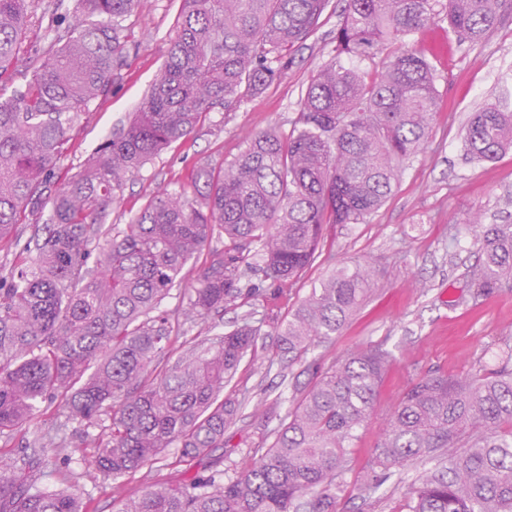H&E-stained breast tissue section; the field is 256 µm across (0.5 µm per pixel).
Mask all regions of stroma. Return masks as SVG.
Masks as SVG:
<instances>
[{
  "instance_id": "35a3bbf8",
  "label": "stroma",
  "mask_w": 512,
  "mask_h": 512,
  "mask_svg": "<svg viewBox=\"0 0 512 512\" xmlns=\"http://www.w3.org/2000/svg\"><path fill=\"white\" fill-rule=\"evenodd\" d=\"M179 7L180 0H143L129 18L122 76L82 115L52 189L63 187L142 102L177 34ZM335 26L328 21L295 48L280 77L260 95L245 99L233 111L209 113L187 140L173 143L130 176L112 206L111 223H128L148 197L188 181L199 166L233 160L253 135L290 131L302 93L333 56ZM405 47L433 65L440 100L425 148L404 162L388 201L364 223L327 225L323 255L301 283L283 287L259 270L249 271L245 279L259 288L258 300L227 307L207 321L213 331L223 333L251 312L262 325L253 353L244 358L226 389L246 400L232 430L233 445L224 451L228 466L253 463L250 449L266 433V421L256 406L269 395H292L294 383L309 379L308 362L324 368L346 353L374 345L393 353L372 420L359 431L340 476L338 512H399L404 504L409 485L422 470L419 463L408 464L403 484L387 481L372 497H361L357 487L371 470L387 415L409 386L434 371L460 375L494 368L499 353L512 347V282L481 294L467 275L480 260L476 224H512V150L489 162H472L466 160L461 141L470 114L497 102L502 81L512 78V14L476 45L458 43L447 19L439 18L409 36ZM360 264L375 270L363 306L338 335L316 346L307 362L291 365L281 359L279 332L299 302L332 270ZM42 453L68 471L89 512H112L121 498L177 474L175 454L169 449L165 467H143L121 484L93 477L84 461L82 438L75 432L68 435L66 451L48 444Z\"/></svg>"
}]
</instances>
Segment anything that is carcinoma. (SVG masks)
Instances as JSON below:
<instances>
[{"mask_svg":"<svg viewBox=\"0 0 512 512\" xmlns=\"http://www.w3.org/2000/svg\"><path fill=\"white\" fill-rule=\"evenodd\" d=\"M74 19L52 12L67 35L29 58L16 83L23 39L41 23V0H0V243L26 218L38 224L0 277V436L42 404H58L85 433L87 461L117 484L177 449L181 476L160 479L114 512H336V479L371 416L392 354L352 352L272 411V441L251 449L246 469L224 467L241 403L224 396L261 327L252 314L225 333L196 336L175 361L180 323L206 320L239 299L243 267L293 286L322 255L327 224H360L380 209L402 163L429 139L437 112L433 68L399 49L367 81L343 58L401 44L440 15L459 40L482 42L509 0H181L164 62L137 110L66 185L51 190L70 132L105 95L126 59L127 20L142 0H79ZM332 60L307 85L291 131L255 135L228 163L204 165L187 184L150 197L131 222L109 223L128 177L188 138L208 112L263 92L288 51L332 17ZM464 154L491 161L512 149V106L472 113ZM48 218H43L44 212ZM185 318L162 306L189 261L214 237ZM481 290L512 280V224L482 232ZM94 259L93 268L88 260ZM365 267L332 272L311 289L279 333L293 362L336 335L364 301ZM426 468L406 512H512V350L496 369L432 373L416 381L386 420L363 491ZM50 488L0 452V512H86L82 494L55 469Z\"/></svg>","mask_w":512,"mask_h":512,"instance_id":"carcinoma-1","label":"carcinoma"}]
</instances>
